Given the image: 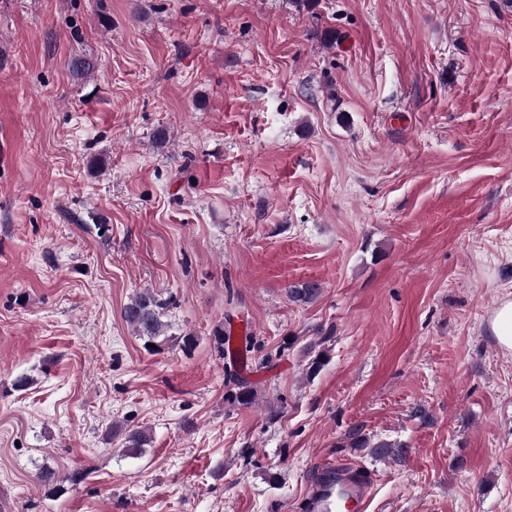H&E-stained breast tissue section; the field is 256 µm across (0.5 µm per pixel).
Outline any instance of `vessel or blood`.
Masks as SVG:
<instances>
[{
    "label": "vessel or blood",
    "instance_id": "obj_1",
    "mask_svg": "<svg viewBox=\"0 0 512 512\" xmlns=\"http://www.w3.org/2000/svg\"><path fill=\"white\" fill-rule=\"evenodd\" d=\"M369 497L366 482L345 464L320 467L316 481L305 495V512H366Z\"/></svg>",
    "mask_w": 512,
    "mask_h": 512
}]
</instances>
